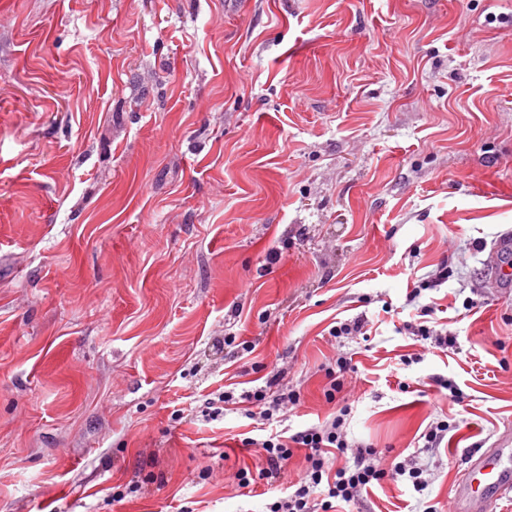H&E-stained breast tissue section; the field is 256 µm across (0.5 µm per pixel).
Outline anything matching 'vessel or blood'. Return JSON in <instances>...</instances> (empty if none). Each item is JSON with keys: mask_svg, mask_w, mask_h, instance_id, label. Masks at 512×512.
I'll list each match as a JSON object with an SVG mask.
<instances>
[{"mask_svg": "<svg viewBox=\"0 0 512 512\" xmlns=\"http://www.w3.org/2000/svg\"><path fill=\"white\" fill-rule=\"evenodd\" d=\"M512 494V433L503 432L493 447L472 454L455 486L454 512H494L497 500Z\"/></svg>", "mask_w": 512, "mask_h": 512, "instance_id": "1", "label": "vessel or blood"}]
</instances>
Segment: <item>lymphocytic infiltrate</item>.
Instances as JSON below:
<instances>
[{"mask_svg":"<svg viewBox=\"0 0 512 512\" xmlns=\"http://www.w3.org/2000/svg\"><path fill=\"white\" fill-rule=\"evenodd\" d=\"M245 399L247 418L270 421L300 402L296 391L269 397L266 387L248 391ZM349 406L337 405L322 423L308 426L286 436L270 433L245 437L246 446L255 448L262 463L261 473L271 480L284 474L295 449H306V466L294 482L292 492L284 493L267 505V512H335L339 502H354L373 485L386 481L412 485L424 492L430 485L426 470L413 461H383L379 451L369 445L353 446L345 431Z\"/></svg>","mask_w":512,"mask_h":512,"instance_id":"f902f5d3","label":"lymphocytic infiltrate"}]
</instances>
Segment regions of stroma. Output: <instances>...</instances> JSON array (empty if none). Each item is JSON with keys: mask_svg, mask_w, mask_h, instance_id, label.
Segmentation results:
<instances>
[{"mask_svg": "<svg viewBox=\"0 0 512 512\" xmlns=\"http://www.w3.org/2000/svg\"><path fill=\"white\" fill-rule=\"evenodd\" d=\"M509 234L503 0H0V512H265L205 402L277 373L296 432L340 356L349 441L431 484L339 512H452L512 428Z\"/></svg>", "mask_w": 512, "mask_h": 512, "instance_id": "35a3bbf8", "label": "stroma"}]
</instances>
